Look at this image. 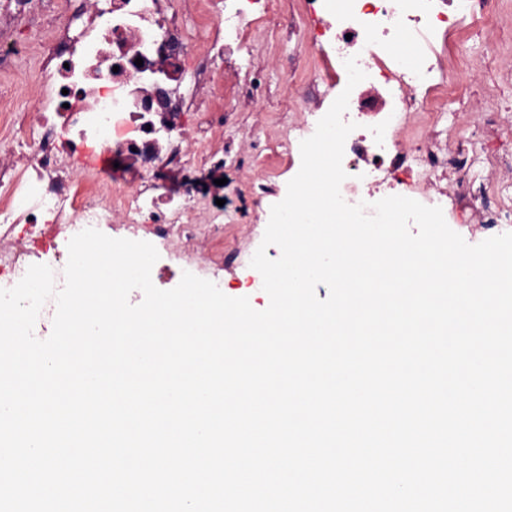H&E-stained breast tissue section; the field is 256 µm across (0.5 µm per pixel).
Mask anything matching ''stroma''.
Returning <instances> with one entry per match:
<instances>
[{"label":"stroma","mask_w":512,"mask_h":512,"mask_svg":"<svg viewBox=\"0 0 512 512\" xmlns=\"http://www.w3.org/2000/svg\"><path fill=\"white\" fill-rule=\"evenodd\" d=\"M303 0H259L258 18L246 38L224 52V85L220 89L195 86L194 106L182 113L183 148L196 171L208 184L205 203H192V235L184 237L173 227L169 239L155 242L153 227H126L121 217L102 225L113 238L152 241L159 259L151 272L162 290L178 285L183 272L214 282L233 297H245L254 309H265L261 280L250 260L262 242L272 205L286 195L288 182L301 166L299 147L288 144L289 130L310 113L328 111L336 97V52L324 37L327 20L311 17ZM110 0H39L25 15L0 14V41L20 47L19 54L0 64V111L31 117L30 98L23 87L48 54L53 34L69 26L78 34L87 15L108 7ZM512 49V0H504L501 25L492 31L466 30L454 47L456 56L474 66L470 94L450 108L465 120L485 92L512 105V69L500 56L483 53L485 41ZM223 144L224 166L213 171L208 164L212 145ZM270 193H260V185ZM224 211L223 234L209 222L215 206Z\"/></svg>","instance_id":"1"}]
</instances>
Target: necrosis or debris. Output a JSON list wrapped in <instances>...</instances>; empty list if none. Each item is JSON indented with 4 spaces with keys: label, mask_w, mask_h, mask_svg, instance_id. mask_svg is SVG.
<instances>
[{
    "label": "necrosis or debris",
    "mask_w": 512,
    "mask_h": 512,
    "mask_svg": "<svg viewBox=\"0 0 512 512\" xmlns=\"http://www.w3.org/2000/svg\"><path fill=\"white\" fill-rule=\"evenodd\" d=\"M501 14L497 0H344L327 28L338 59L356 57L366 85L376 96L349 106L344 121L361 131L345 142L340 191L349 204L374 202L373 187L381 172L402 171L412 196L427 206L447 207L444 196L431 193L432 176L448 171L458 200L479 207L487 224H512V153L489 156L476 140L493 127L512 125V109L498 99L486 101L474 125L460 128L450 102L467 90L466 71L447 75L436 69L435 57L452 49L464 28L491 30ZM254 20L249 0L235 11L224 0H209L197 24L213 29L200 55V82L224 79L223 28L247 32ZM193 36L164 0H112L110 10L89 17L79 38L60 34L38 78L27 87L35 103L32 120L11 123L12 137L0 140V224H24L29 236L42 225L58 228L62 241L84 229L108 224L113 214L125 223H152L158 240L169 228L187 221L186 199L159 196L160 181L172 170H184L179 114L189 101L181 90L183 65ZM413 45V64H406L400 46ZM171 74L160 72V63ZM427 109L445 122L447 147L424 140L398 148L397 133L413 112ZM31 141L25 164L9 163L13 137ZM99 146L116 162H130L138 182L109 188L86 165L67 167L85 149ZM27 238H7L0 247V288L16 285L32 264Z\"/></svg>",
    "instance_id": "4bbe7bcc"
}]
</instances>
